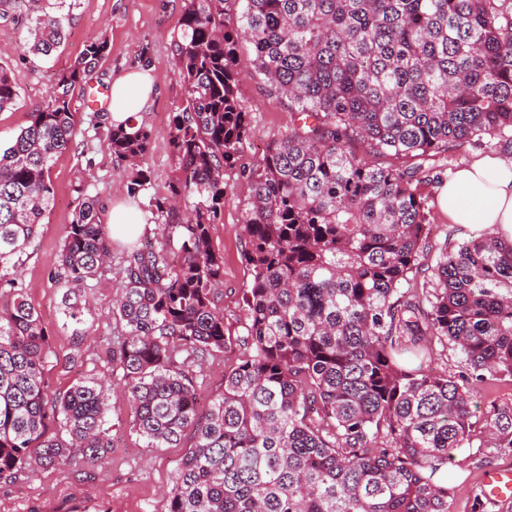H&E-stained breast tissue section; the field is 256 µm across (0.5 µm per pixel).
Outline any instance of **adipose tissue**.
<instances>
[{
  "label": "adipose tissue",
  "instance_id": "1",
  "mask_svg": "<svg viewBox=\"0 0 512 512\" xmlns=\"http://www.w3.org/2000/svg\"><path fill=\"white\" fill-rule=\"evenodd\" d=\"M154 89L148 72L130 69L117 75L107 107L113 124H126L147 111ZM441 202L449 223L512 242V158L485 156L458 169L443 188Z\"/></svg>",
  "mask_w": 512,
  "mask_h": 512
}]
</instances>
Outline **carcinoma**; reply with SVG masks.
<instances>
[{"label": "carcinoma", "mask_w": 512, "mask_h": 512, "mask_svg": "<svg viewBox=\"0 0 512 512\" xmlns=\"http://www.w3.org/2000/svg\"><path fill=\"white\" fill-rule=\"evenodd\" d=\"M29 51L49 56L78 0H18ZM295 116L252 172L245 231L252 276L248 356L200 412L194 367L231 337L211 242L248 113L238 44ZM92 37L45 106L0 145V475L93 463L112 448L106 382L48 392L49 334L22 294V255L54 199L51 169L78 124L74 90L108 54ZM170 51L182 86L167 136L177 175L148 212L157 236L122 256L109 361L131 428L149 448L194 444L162 512H449L448 464L463 448L512 453V402L472 410L478 386L512 382V244L481 234L442 253L421 300L399 292L429 234L422 165L383 168L347 149L434 157L485 137L512 144V0H185ZM17 93L0 63V112ZM152 133L112 125L132 198ZM52 279L65 317L112 263L99 197L80 190ZM466 365L436 375L429 338Z\"/></svg>", "instance_id": "cac0c4a2"}]
</instances>
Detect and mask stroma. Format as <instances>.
I'll return each mask as SVG.
<instances>
[{
  "label": "stroma",
  "instance_id": "1",
  "mask_svg": "<svg viewBox=\"0 0 512 512\" xmlns=\"http://www.w3.org/2000/svg\"><path fill=\"white\" fill-rule=\"evenodd\" d=\"M183 0H79L65 23L66 37L51 57L26 53V30L12 17H0V61L11 69L18 97L14 106L0 112V142L9 143L26 127L32 112L42 107L48 88L81 54L89 37L106 34L108 55L89 76V84L109 88L113 75L144 67L155 79V96L148 112L139 121L153 138L143 166L151 173L154 193H165L176 166L167 130L170 115L182 98L181 85L174 74L170 41L182 15ZM241 74L238 98L249 115V131L235 165L224 173V214L214 225L212 242L224 256V276L217 305L224 311V328L232 338V350L208 358L197 368L200 409L224 389V373L247 352L245 298L252 275L245 261L249 249L245 220L250 206V175L271 144L288 134L289 111L269 97L250 61L253 49L248 42L238 47ZM85 90L77 88L72 107L80 122L69 149L51 169L54 201L25 259L23 288L29 302L41 316L52 344L45 378L50 393L66 392L78 380L102 377L111 381L108 397L112 425V451L95 463L76 462L63 469L21 470L0 477V512H67V504L77 498H94L109 512H161L164 491L173 482L178 465L191 438L177 448H150L130 427L132 408L119 375L113 374L107 349L112 343V301L116 272L108 271L88 281L82 290L85 321H68L60 305L61 292L52 280L59 263L63 229L72 220L79 188L98 194L100 217L109 222L113 208H129V219L142 222L147 198L128 194L131 169L118 161L103 144L110 126L103 107L84 104ZM512 156V146L490 142L482 146L449 144L446 151L429 161V175L418 191L426 201L432 231L420 250L418 265L401 291L425 295L432 287V272L440 254L464 238L439 207L444 184L454 173L476 158ZM512 467V454L485 448L460 450L450 470L454 474L450 512H471L473 498L480 492L483 473L490 468Z\"/></svg>",
  "mask_w": 512,
  "mask_h": 512
}]
</instances>
